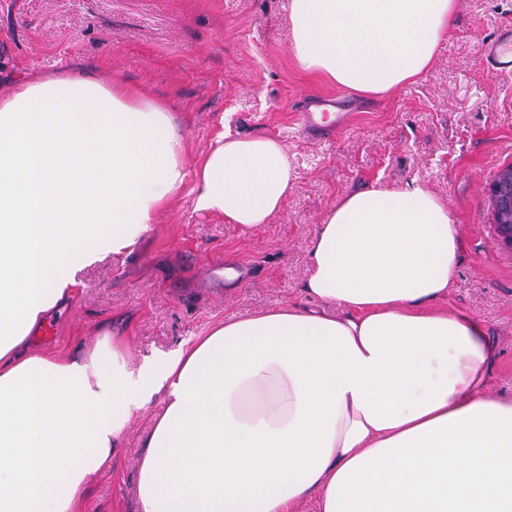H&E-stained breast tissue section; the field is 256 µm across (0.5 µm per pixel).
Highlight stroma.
<instances>
[{
    "label": "stroma",
    "instance_id": "35a3bbf8",
    "mask_svg": "<svg viewBox=\"0 0 512 512\" xmlns=\"http://www.w3.org/2000/svg\"><path fill=\"white\" fill-rule=\"evenodd\" d=\"M289 13L290 0H0L1 97L18 79L80 64L173 112L188 165L227 130L281 139L298 174L282 209L252 231L196 211L186 180L130 257L76 270L75 293L56 309V340H32L30 352L93 348L106 323L128 336L139 363L227 320L314 306L304 288L309 249L339 200L376 182L414 181L447 204L463 245L444 305L495 338L488 390L512 398V251L499 241L486 191L512 166V75L490 74L481 53L512 24V0H458L431 69L380 97L347 92L350 125L331 140L308 137L295 120L309 95L338 87L298 66ZM217 259L254 276L208 287ZM163 411L157 397L131 418L82 512H138V462Z\"/></svg>",
    "mask_w": 512,
    "mask_h": 512
}]
</instances>
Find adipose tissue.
<instances>
[{"label": "adipose tissue", "mask_w": 512, "mask_h": 512, "mask_svg": "<svg viewBox=\"0 0 512 512\" xmlns=\"http://www.w3.org/2000/svg\"><path fill=\"white\" fill-rule=\"evenodd\" d=\"M457 0H291L299 67L358 94L427 73ZM161 104L93 72L0 98V512H80L130 419L166 404L139 512H512V399L495 341L443 308L460 236L421 184L345 195L313 240L319 305H283L132 364L124 336L29 355L75 270L130 255L187 177ZM196 210L255 229L297 174L280 139L218 135ZM335 305L336 313L326 312Z\"/></svg>", "instance_id": "ef3b65f1"}]
</instances>
